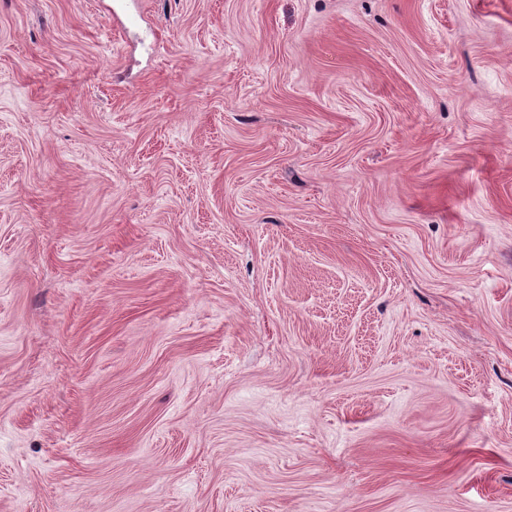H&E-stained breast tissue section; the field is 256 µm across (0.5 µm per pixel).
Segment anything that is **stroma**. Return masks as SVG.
Returning a JSON list of instances; mask_svg holds the SVG:
<instances>
[{
	"label": "stroma",
	"instance_id": "1",
	"mask_svg": "<svg viewBox=\"0 0 512 512\" xmlns=\"http://www.w3.org/2000/svg\"><path fill=\"white\" fill-rule=\"evenodd\" d=\"M0 512H512V0H0Z\"/></svg>",
	"mask_w": 512,
	"mask_h": 512
}]
</instances>
